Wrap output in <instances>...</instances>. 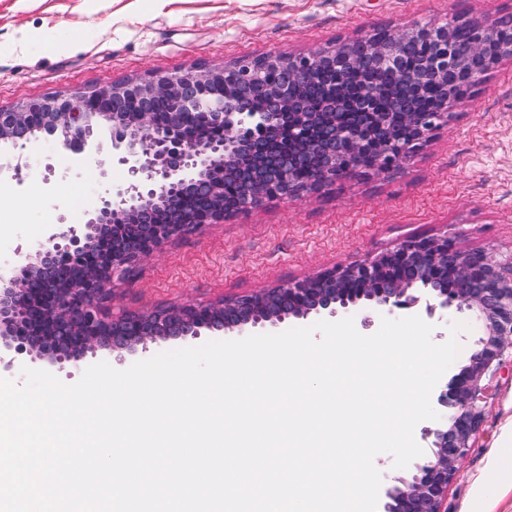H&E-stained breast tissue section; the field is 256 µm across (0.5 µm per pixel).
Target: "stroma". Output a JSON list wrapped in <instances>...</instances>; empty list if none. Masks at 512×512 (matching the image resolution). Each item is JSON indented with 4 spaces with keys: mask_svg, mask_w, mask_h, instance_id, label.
Masks as SVG:
<instances>
[{
    "mask_svg": "<svg viewBox=\"0 0 512 512\" xmlns=\"http://www.w3.org/2000/svg\"><path fill=\"white\" fill-rule=\"evenodd\" d=\"M512 20V0H0V108L150 73L267 54H308L379 27L454 17ZM21 179L0 177V259L45 241L75 206L94 209L128 178L110 156L73 165L51 141L27 146ZM512 256V60L491 69L453 119L387 176L353 174L301 201L270 199L164 245L116 285L107 309L211 304L366 259L414 236ZM512 439L502 379L448 489V512H512L501 446Z\"/></svg>",
    "mask_w": 512,
    "mask_h": 512,
    "instance_id": "1",
    "label": "stroma"
}]
</instances>
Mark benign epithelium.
Wrapping results in <instances>:
<instances>
[{
    "label": "benign epithelium",
    "mask_w": 512,
    "mask_h": 512,
    "mask_svg": "<svg viewBox=\"0 0 512 512\" xmlns=\"http://www.w3.org/2000/svg\"><path fill=\"white\" fill-rule=\"evenodd\" d=\"M459 22L456 17L441 25L388 30L383 37L366 35L358 38L361 52L353 41H341L309 55L269 54L222 67L198 66L180 75L123 80L70 97H39L0 108V173L21 180L28 167L21 149L37 139L60 143L77 161L106 149L128 172L126 182L104 190L84 226L59 218L44 243L33 250L17 248L0 270V364L8 368L27 357L49 365L76 362L101 350L135 353L203 331H224V309L244 297L137 310L118 319L108 315L104 303L114 297L115 281L130 276L165 244L269 199L301 200L352 173L393 171L448 124L461 101L453 89L457 79L477 87L501 60L512 59L511 24L489 16L470 19L474 38L453 50L448 43ZM412 43L435 47L413 82L443 85L436 111H405L402 138L387 113L372 126L326 121L306 151L280 162L276 142L282 128L295 143L309 135L305 86L326 68L360 71L368 62L392 61ZM268 72L277 80L264 87L260 110L245 92ZM376 98V89L366 85L340 106L371 114ZM160 104L168 111H157ZM103 130L109 132L106 142L100 138ZM313 159L320 165L308 179H298L297 170ZM228 164L238 173L232 193L223 178ZM189 190L204 199L201 209L188 215L160 211L164 201ZM409 267L416 276L401 277ZM442 273L448 287H430ZM280 291L290 297V318H334L364 305L384 316L423 314L437 322L455 312L479 324L481 334L466 363L436 395L434 409L446 422L422 428L427 446L412 474L384 491V512H447L448 486L473 448L493 389L512 374V258L464 251L446 235L411 237ZM283 320L257 312L236 327L264 329Z\"/></svg>",
    "instance_id": "obj_1"
}]
</instances>
